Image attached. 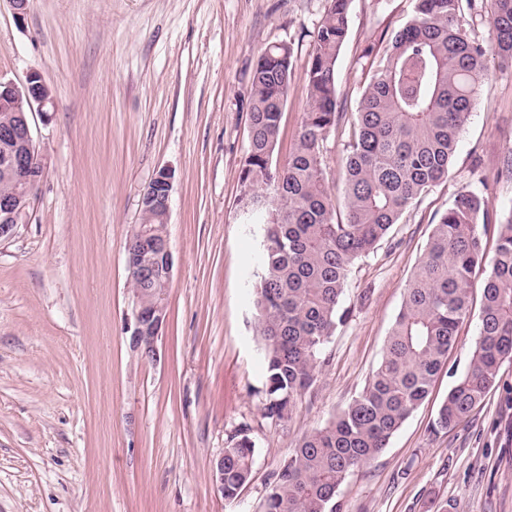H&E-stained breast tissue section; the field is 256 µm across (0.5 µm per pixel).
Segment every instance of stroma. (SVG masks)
<instances>
[{
    "label": "stroma",
    "mask_w": 512,
    "mask_h": 512,
    "mask_svg": "<svg viewBox=\"0 0 512 512\" xmlns=\"http://www.w3.org/2000/svg\"><path fill=\"white\" fill-rule=\"evenodd\" d=\"M326 0H0V79L39 73L53 106L32 118L45 175L27 218L0 242V512H259L302 438L362 389L381 358L433 224L463 190L512 212V67L498 57L459 135L447 181L421 196L353 266L348 312L288 421L260 413L264 365L252 283L261 213L239 198L249 141V73L292 49L273 160L306 108ZM414 0H351L335 79L343 119L324 166L341 198L354 112ZM175 174L167 226L168 319L152 363L132 352L127 240L160 168ZM478 316L464 322L429 397L384 453L341 486L340 512H512V360L458 426L436 424L466 370ZM249 427L258 448L237 499L212 465Z\"/></svg>",
    "instance_id": "35a3bbf8"
}]
</instances>
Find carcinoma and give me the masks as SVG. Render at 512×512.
Returning <instances> with one entry per match:
<instances>
[{"instance_id": "cac0c4a2", "label": "carcinoma", "mask_w": 512, "mask_h": 512, "mask_svg": "<svg viewBox=\"0 0 512 512\" xmlns=\"http://www.w3.org/2000/svg\"><path fill=\"white\" fill-rule=\"evenodd\" d=\"M484 0H416L414 15L374 70L356 110L345 163L344 217L326 185L323 144L340 124L335 67L350 0H327L307 73V108L288 160L273 165L292 49L264 50L250 72V140L241 180L248 211L265 213L263 265L254 287V331L265 363L262 418L283 422L314 379L320 355L347 318L341 297L355 262L375 249L431 187L447 180L457 141L491 56L512 60V0H490L489 41L461 23ZM496 229L488 257L482 235ZM484 276L480 328L467 369L442 402L437 425L462 423L512 359V214L492 218L464 190L441 214L406 284L384 352L361 392L308 434L270 484L262 512H340L351 473L378 457L428 397ZM163 308L168 282L138 284ZM256 443L241 429L224 448V499L251 479Z\"/></svg>"}]
</instances>
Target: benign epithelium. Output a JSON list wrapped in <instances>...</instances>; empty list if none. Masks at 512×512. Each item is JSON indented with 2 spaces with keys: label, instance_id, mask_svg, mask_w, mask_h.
Wrapping results in <instances>:
<instances>
[{
  "label": "benign epithelium",
  "instance_id": "1",
  "mask_svg": "<svg viewBox=\"0 0 512 512\" xmlns=\"http://www.w3.org/2000/svg\"><path fill=\"white\" fill-rule=\"evenodd\" d=\"M47 85L37 73L27 77L21 87L0 80L4 96L14 101L15 112L0 122V172L14 186L15 191L0 194V242L12 238L18 224L26 217L30 196L26 191L40 183L44 175V161L34 140L31 119L35 113L47 115L53 104ZM174 172L163 167L151 180L150 192L141 203L170 218ZM141 256H162L166 272L172 271L173 258L169 240L159 242L148 230L139 231ZM166 319L134 303L131 316L126 318L130 349L149 361L159 360L158 342L161 340Z\"/></svg>",
  "mask_w": 512,
  "mask_h": 512
}]
</instances>
